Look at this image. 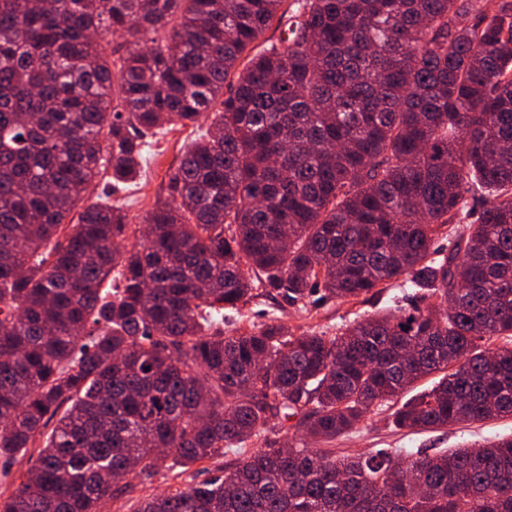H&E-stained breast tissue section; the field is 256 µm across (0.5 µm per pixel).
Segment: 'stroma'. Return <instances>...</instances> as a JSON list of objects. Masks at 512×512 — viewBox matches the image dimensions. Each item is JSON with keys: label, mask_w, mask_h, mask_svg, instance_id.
<instances>
[{"label": "stroma", "mask_w": 512, "mask_h": 512, "mask_svg": "<svg viewBox=\"0 0 512 512\" xmlns=\"http://www.w3.org/2000/svg\"><path fill=\"white\" fill-rule=\"evenodd\" d=\"M209 124V119L204 118L193 126H184L177 121L164 125L149 139L143 170L137 182L108 196L104 189L111 182L112 174L102 172L86 195L85 204L107 199L109 204L124 210L132 227H143L157 203L165 200L164 189L176 172L182 154L200 134L205 133ZM402 293L400 283L392 281L367 302L333 300L305 312L289 305L277 294L263 292L241 312H225L224 333L229 336L238 329L247 330L265 323L279 322L292 329L332 335L346 321L372 315L392 306ZM391 413L392 408L388 405L375 409L351 432L332 442V450L336 454L348 456L366 455L379 448L413 449L433 454L448 448H460L474 441H491L512 435V418L509 417L482 423L464 422L443 430L414 433L394 428ZM237 459V454L229 452L216 460L195 464L178 480L168 472L157 475L152 482L146 484L132 480V493L107 502L104 512H133L137 501L173 489L181 480L202 482L221 476L224 469L233 466Z\"/></svg>", "instance_id": "35a3bbf8"}]
</instances>
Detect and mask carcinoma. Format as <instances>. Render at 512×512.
I'll use <instances>...</instances> for the list:
<instances>
[{
  "mask_svg": "<svg viewBox=\"0 0 512 512\" xmlns=\"http://www.w3.org/2000/svg\"><path fill=\"white\" fill-rule=\"evenodd\" d=\"M217 99L148 236L73 214ZM399 279L333 336L224 335L258 288L306 309ZM404 394L401 429L512 418V0H0V474L39 449L0 512H101L132 473L273 420L332 441ZM136 512H512V436L269 446Z\"/></svg>",
  "mask_w": 512,
  "mask_h": 512,
  "instance_id": "1",
  "label": "carcinoma"
}]
</instances>
